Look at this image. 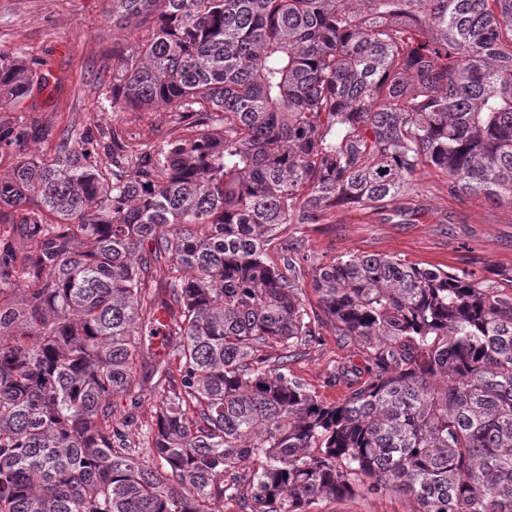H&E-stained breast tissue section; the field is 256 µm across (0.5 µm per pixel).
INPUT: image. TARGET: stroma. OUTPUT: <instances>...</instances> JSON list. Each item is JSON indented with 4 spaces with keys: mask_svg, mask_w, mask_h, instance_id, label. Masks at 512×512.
I'll return each instance as SVG.
<instances>
[{
    "mask_svg": "<svg viewBox=\"0 0 512 512\" xmlns=\"http://www.w3.org/2000/svg\"><path fill=\"white\" fill-rule=\"evenodd\" d=\"M132 40L112 24V0H0V53L22 51L27 65L46 77L44 90L0 109V123H36L54 132L75 125L101 133L116 128L132 147L179 132L172 112H115L106 102L116 62L112 50ZM300 256L296 267L307 309L319 306L311 286L316 267L345 254L390 255L426 268L468 275L500 288L512 286V203L480 195L450 194L447 179L418 172L401 204L384 208L339 206L319 224L284 227L268 254ZM372 363L365 346L339 335L333 322L317 329L289 364L291 373L327 403L345 398ZM401 493L328 500L318 512H415Z\"/></svg>",
    "mask_w": 512,
    "mask_h": 512,
    "instance_id": "stroma-1",
    "label": "stroma"
}]
</instances>
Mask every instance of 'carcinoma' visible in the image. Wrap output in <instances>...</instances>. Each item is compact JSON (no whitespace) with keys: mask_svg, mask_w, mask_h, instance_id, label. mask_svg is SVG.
<instances>
[{"mask_svg":"<svg viewBox=\"0 0 512 512\" xmlns=\"http://www.w3.org/2000/svg\"><path fill=\"white\" fill-rule=\"evenodd\" d=\"M132 23L147 34L112 49L109 106L175 112L185 136L128 150L114 133L109 167L88 129L49 157L0 124V224L18 233L0 241V512L388 492L512 512V289L343 256L311 313L294 259L267 253L282 225L383 207L424 168L512 203V0H112ZM37 81L0 55V108ZM324 317L372 362L336 404L288 367ZM160 327L164 355L146 344Z\"/></svg>","mask_w":512,"mask_h":512,"instance_id":"1","label":"carcinoma"}]
</instances>
